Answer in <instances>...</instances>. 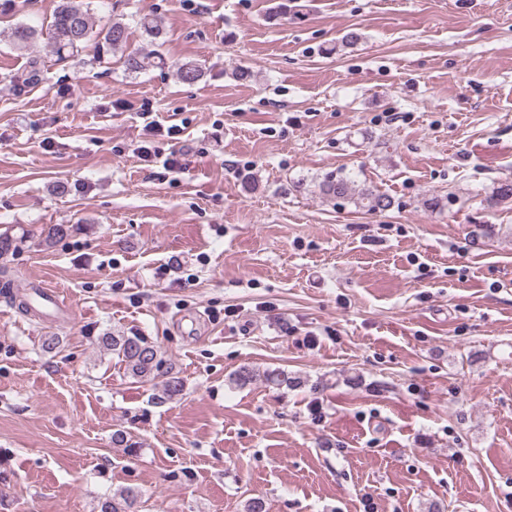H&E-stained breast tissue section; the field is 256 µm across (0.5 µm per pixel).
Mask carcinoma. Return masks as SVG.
<instances>
[{
    "mask_svg": "<svg viewBox=\"0 0 512 512\" xmlns=\"http://www.w3.org/2000/svg\"><path fill=\"white\" fill-rule=\"evenodd\" d=\"M152 45L162 43L164 29L153 15H142L136 20ZM37 30L26 23L11 28L9 40L19 50L33 47ZM129 27L115 21L96 27L89 0H60L51 23L50 49L59 61H65L82 51L90 41L102 55L118 54L130 73H140L153 67H164L165 59L155 50H128ZM178 81L192 85L204 76L201 65L185 62L176 66ZM321 193L332 200H348L368 212L384 211L392 205L391 198L370 186L359 187L342 172L326 176L319 184ZM100 342L106 350L125 364L131 377L141 381H158L163 397L174 399L183 392L181 381L165 367L158 348L140 336H102ZM99 512H137V494L127 490L120 497L107 496L99 504Z\"/></svg>",
    "mask_w": 512,
    "mask_h": 512,
    "instance_id": "cac0c4a2",
    "label": "carcinoma"
}]
</instances>
